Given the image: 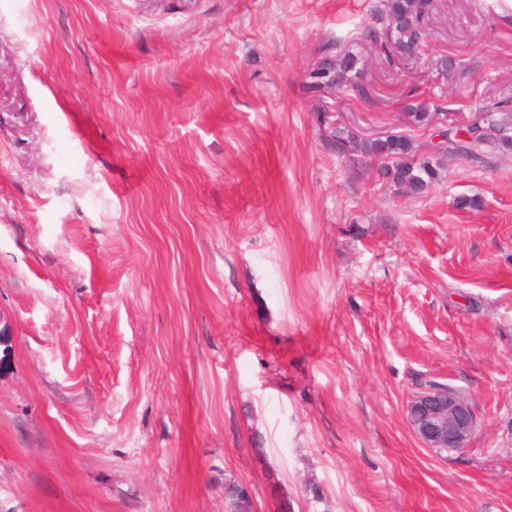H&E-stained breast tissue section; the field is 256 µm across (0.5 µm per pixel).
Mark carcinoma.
Here are the masks:
<instances>
[{"instance_id": "obj_1", "label": "carcinoma", "mask_w": 512, "mask_h": 512, "mask_svg": "<svg viewBox=\"0 0 512 512\" xmlns=\"http://www.w3.org/2000/svg\"><path fill=\"white\" fill-rule=\"evenodd\" d=\"M423 6L424 0H381L373 14V24L363 30L362 39L379 46L384 55L399 46L419 44L426 35ZM387 29L393 30L396 39V43L390 46L382 40ZM357 64L358 57L350 52L337 55L334 66L326 59L308 73L307 88L320 89L329 76L336 78V85H345L362 93L361 69ZM511 130L512 113L508 111V102L497 101L483 107L474 122L460 129L447 128L441 131V135L448 140V153H462L479 162L493 144L512 147ZM333 141L340 153L357 152L377 158L395 184L414 194L421 193L435 179L436 168L433 165L411 160V143L403 137L362 141L351 134L347 137L335 135ZM224 494L229 512H251V502L241 495V485L230 480L225 482Z\"/></svg>"}]
</instances>
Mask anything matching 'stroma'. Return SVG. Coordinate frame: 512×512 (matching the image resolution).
Instances as JSON below:
<instances>
[{"label": "stroma", "mask_w": 512, "mask_h": 512, "mask_svg": "<svg viewBox=\"0 0 512 512\" xmlns=\"http://www.w3.org/2000/svg\"><path fill=\"white\" fill-rule=\"evenodd\" d=\"M0 0V512H512V149L418 195L332 136L512 99V0ZM340 47L362 92L314 93ZM478 427L414 436L429 383ZM381 4L373 14V24L363 30L362 39L379 46V50L387 57V52L397 50L399 46L418 45L426 35L423 25V0H381ZM392 29L396 43L386 45L393 41L392 32L385 33L386 43L381 39L387 29ZM408 424L427 448H466L477 420L470 400L448 385H435L413 398L408 405Z\"/></svg>", "instance_id": "35a3bbf8"}]
</instances>
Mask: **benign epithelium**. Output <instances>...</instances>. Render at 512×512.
I'll list each match as a JSON object with an SVG mask.
<instances>
[{
  "label": "benign epithelium",
  "instance_id": "benign-epithelium-1",
  "mask_svg": "<svg viewBox=\"0 0 512 512\" xmlns=\"http://www.w3.org/2000/svg\"><path fill=\"white\" fill-rule=\"evenodd\" d=\"M408 424L428 448L457 451L473 438L477 420L470 400L448 385H435L408 405Z\"/></svg>",
  "mask_w": 512,
  "mask_h": 512
}]
</instances>
